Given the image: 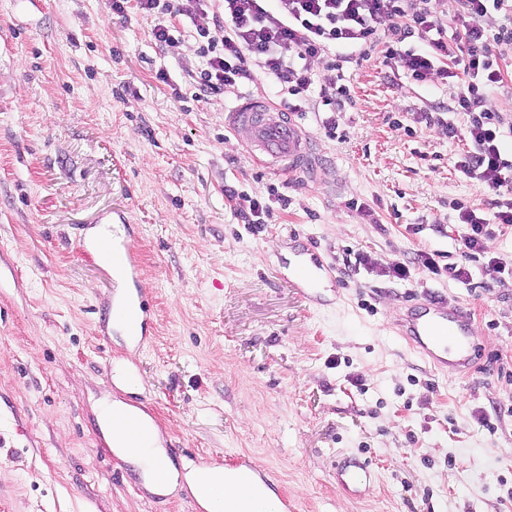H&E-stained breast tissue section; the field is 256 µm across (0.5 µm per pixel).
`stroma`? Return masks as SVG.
Instances as JSON below:
<instances>
[{"mask_svg": "<svg viewBox=\"0 0 512 512\" xmlns=\"http://www.w3.org/2000/svg\"><path fill=\"white\" fill-rule=\"evenodd\" d=\"M153 19L112 0H0V512H196L198 467L248 458L293 512H512V225L494 228L470 282L379 269L421 250L460 262L456 204L491 196L454 166L465 150L423 116L456 81L388 78L380 50L344 64L335 138L303 102L315 165L295 179L249 152L224 114L280 104L264 77L193 96L189 36L159 49ZM165 70L167 82L156 78ZM287 195L262 231L226 188ZM124 211L151 323L146 345L102 306L123 283L80 249L82 226ZM301 245L336 269L322 303L288 280ZM376 268L345 267V252ZM462 305L482 335L477 368L434 372L394 330L426 295ZM145 398L159 448L182 455L164 493L113 447L101 415ZM369 461V494L336 484L338 460Z\"/></svg>", "mask_w": 512, "mask_h": 512, "instance_id": "1", "label": "stroma"}]
</instances>
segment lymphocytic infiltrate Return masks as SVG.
I'll return each mask as SVG.
<instances>
[{
  "label": "lymphocytic infiltrate",
  "mask_w": 512,
  "mask_h": 512,
  "mask_svg": "<svg viewBox=\"0 0 512 512\" xmlns=\"http://www.w3.org/2000/svg\"><path fill=\"white\" fill-rule=\"evenodd\" d=\"M153 18L159 47L191 33L198 44L194 77L197 97L222 95L225 87L264 73L282 95L304 97L317 92L330 117L322 122L335 135V112L342 109L345 86L335 72L348 57L382 48L394 76L414 82L458 78L450 102L436 103L427 123L460 137L466 149L455 163L459 172L485 185L492 208L479 213L459 207L466 224V260L451 266L460 282L471 278L470 261L483 250L493 227L512 224V159L502 148L512 135V119L487 106L488 90L503 86L499 61L512 53V0H456L452 15L436 11L431 0H112V14L131 12ZM417 38L419 45L406 48Z\"/></svg>",
  "instance_id": "lymphocytic-infiltrate-1"
}]
</instances>
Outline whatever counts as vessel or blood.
<instances>
[{
	"mask_svg": "<svg viewBox=\"0 0 512 512\" xmlns=\"http://www.w3.org/2000/svg\"><path fill=\"white\" fill-rule=\"evenodd\" d=\"M227 123L249 131L251 143L266 158L268 167L291 176L309 170V133L283 113L269 111L263 101L245 99L229 112ZM102 221L103 229L85 236L82 246L95 252L104 263H122L124 276L134 285L129 295L109 306L107 314L112 317L124 313L131 305L146 310L148 290L144 285L137 246L134 240L122 238L108 230L109 225L125 223V214L116 210L103 216ZM335 282L336 278L329 267L318 260L315 253L307 248L300 252L292 277V284L300 293L305 294ZM396 330L408 341L411 349L437 372H466L476 364L482 336L474 327L470 315L461 307H451L431 298L420 300L405 308L396 323ZM112 416L127 427L129 447H137L143 427L141 415L117 408ZM371 478L368 464L359 459L349 457L336 466V482L345 491L366 493L371 488ZM225 479L235 485L236 494H223L218 484L209 488L210 496L220 500L224 512H240V496L262 490L270 493L276 489L270 473L248 459L226 466Z\"/></svg>",
	"mask_w": 512,
	"mask_h": 512,
	"instance_id": "obj_1",
	"label": "vessel or blood"
}]
</instances>
